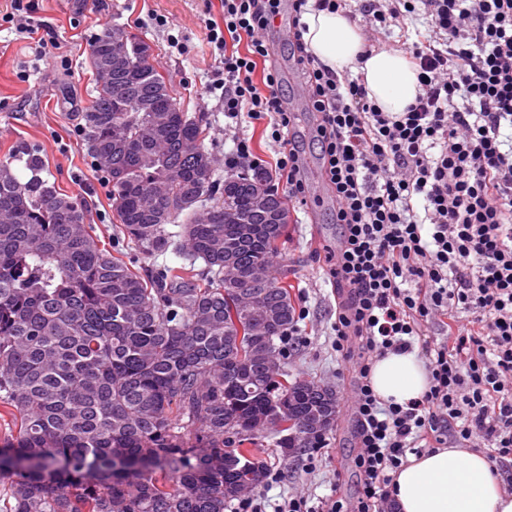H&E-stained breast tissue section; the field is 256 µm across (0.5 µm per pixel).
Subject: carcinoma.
Masks as SVG:
<instances>
[{"instance_id": "cac0c4a2", "label": "carcinoma", "mask_w": 512, "mask_h": 512, "mask_svg": "<svg viewBox=\"0 0 512 512\" xmlns=\"http://www.w3.org/2000/svg\"><path fill=\"white\" fill-rule=\"evenodd\" d=\"M128 69L104 74V37ZM119 24L90 43L97 94L83 138L112 186L124 239L181 263L142 274L101 244L77 199L0 162V440L7 512H228L265 478L250 455L300 449L289 422L336 416L320 384L290 376L296 307L274 271L288 203L265 223L266 174L233 191L183 111ZM204 267L192 284L187 270Z\"/></svg>"}]
</instances>
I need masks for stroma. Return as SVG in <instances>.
I'll use <instances>...</instances> for the list:
<instances>
[{"label":"stroma","instance_id":"obj_1","mask_svg":"<svg viewBox=\"0 0 512 512\" xmlns=\"http://www.w3.org/2000/svg\"><path fill=\"white\" fill-rule=\"evenodd\" d=\"M10 13L11 0H0V160H11L14 171L25 179L30 172L23 155H37L42 177L59 192L81 200L86 221L103 244H111L118 235L112 187L101 181L78 128L81 112L97 93L99 80L89 44L104 24L123 25L149 45L151 64L170 85L178 86L184 111L203 118L204 147L213 156L217 173H224V152L238 137L251 139L265 158H275L276 146L264 125L247 118L238 122L225 118L218 95H200L220 61L219 51L207 37L208 22L222 18L220 0H38L40 29L34 34L19 32L9 20ZM159 15L173 21V29L157 26ZM43 36L51 44L42 49L38 40ZM271 42L282 93L298 117L292 135L311 163L308 203L290 208L288 242L279 257L280 265L290 272L292 296L303 297L309 312L306 341L291 350L288 369L294 377L313 378L335 388L339 413L316 463H309L302 451L263 448L262 459L280 477L259 490L272 505L295 496L314 502L329 495L335 485L352 499L360 491L354 464L352 379L349 364L332 346L339 293L324 276L325 249L335 246L342 227L323 183L320 151L311 133L314 118L306 110L303 77L287 29L273 33Z\"/></svg>","mask_w":512,"mask_h":512}]
</instances>
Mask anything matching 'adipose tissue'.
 I'll return each instance as SVG.
<instances>
[{
  "label": "adipose tissue",
  "mask_w": 512,
  "mask_h": 512,
  "mask_svg": "<svg viewBox=\"0 0 512 512\" xmlns=\"http://www.w3.org/2000/svg\"><path fill=\"white\" fill-rule=\"evenodd\" d=\"M303 21L308 51L334 71L360 73L382 111L402 112L414 102L417 71L401 53L365 52L358 28L341 12H308ZM370 378L387 404L419 398L429 386L425 364L411 352L379 358ZM391 499L396 512H512V495L498 473L483 454L465 448L409 456L394 476Z\"/></svg>",
  "instance_id": "1"
}]
</instances>
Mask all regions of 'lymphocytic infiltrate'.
Masks as SVG:
<instances>
[{
    "label": "lymphocytic infiltrate",
    "instance_id": "f902f5d3",
    "mask_svg": "<svg viewBox=\"0 0 512 512\" xmlns=\"http://www.w3.org/2000/svg\"><path fill=\"white\" fill-rule=\"evenodd\" d=\"M289 3L295 63L318 117L314 138L336 199L342 237L327 275L348 298L336 311L333 347L358 374L355 500L289 498L275 512H382L408 455L479 438L493 464L512 462V0H427L431 33L405 49L419 92L384 112L361 78L338 74L302 50L307 10L355 11L380 26L401 23L412 0H221L209 40L222 51L207 93L225 117L267 122L276 161L240 138L226 169L275 172L306 204V161L290 135L295 115L279 94L268 39ZM245 40V50L228 40ZM437 320L447 341L426 340ZM420 348L430 386L383 403L370 373L388 353Z\"/></svg>",
    "mask_w": 512,
    "mask_h": 512
}]
</instances>
